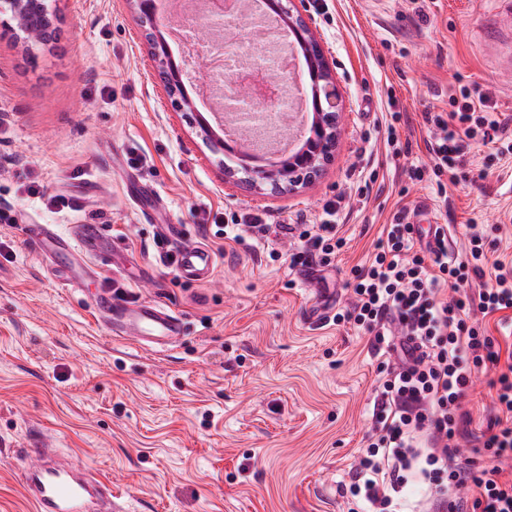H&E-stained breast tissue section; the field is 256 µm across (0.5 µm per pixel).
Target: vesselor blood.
<instances>
[{"label": "vessel or blood", "mask_w": 512, "mask_h": 512, "mask_svg": "<svg viewBox=\"0 0 512 512\" xmlns=\"http://www.w3.org/2000/svg\"><path fill=\"white\" fill-rule=\"evenodd\" d=\"M26 230L54 269L73 266L90 256L104 262L111 257L110 251L99 247L103 234L96 224L81 225L67 237L58 235L49 224H30ZM214 265L213 254L204 247L186 244L179 249L178 269L187 279H210ZM95 304L98 312L110 315L112 334L125 340L163 346L177 343L184 336L182 319L156 302L129 305L101 293ZM31 457L24 489L36 512H112V492L107 484L76 466L57 462L50 449H33Z\"/></svg>", "instance_id": "obj_1"}]
</instances>
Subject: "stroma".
<instances>
[{
  "label": "stroma",
  "instance_id": "35a3bbf8",
  "mask_svg": "<svg viewBox=\"0 0 512 512\" xmlns=\"http://www.w3.org/2000/svg\"><path fill=\"white\" fill-rule=\"evenodd\" d=\"M328 6L322 15L313 0L290 2L319 39L344 108L331 161L291 193L257 194L225 177L235 159L212 153L172 104L126 0H59L60 40L32 56L0 34V207L16 218L0 223V512H34L22 474L28 449L47 441L111 485L119 512H351L342 486L383 376L367 336L311 323L306 310L349 302L351 268L404 207L447 225L458 250L464 225H499L496 254L512 259V162L448 185L443 198L407 177L428 160L423 112L447 109L460 86H480L512 120V54L493 42L506 0H432L424 20L413 0ZM390 92L402 112L397 158L380 126ZM33 181L78 210L45 207L27 192ZM334 200L347 246L311 290L288 255ZM241 211L266 215L260 247L203 236L202 225ZM162 221L180 226L166 246L214 254L209 281L164 265ZM28 224L101 226L118 250L89 292L119 283L130 300L160 302L183 317L184 339L112 337L87 294L47 270ZM464 408L466 452L495 414L485 381Z\"/></svg>",
  "mask_w": 512,
  "mask_h": 512
}]
</instances>
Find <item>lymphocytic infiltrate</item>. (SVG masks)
Wrapping results in <instances>:
<instances>
[{"label":"lymphocytic infiltrate","mask_w":512,"mask_h":512,"mask_svg":"<svg viewBox=\"0 0 512 512\" xmlns=\"http://www.w3.org/2000/svg\"><path fill=\"white\" fill-rule=\"evenodd\" d=\"M449 111L424 112L429 165H411L410 180L437 188L467 177V151L478 142L490 149L485 169L512 153L511 126L488 94L463 86L449 98ZM300 232L302 245L289 265H332L345 245L333 218ZM468 250L448 249V231L435 225L423 241L406 210L385 225L376 251L351 270L354 300L336 311L334 324H351L368 335L385 374L374 401L370 443L349 474L345 489L361 512H398L408 474L425 485L446 512H512V478L500 464L512 460V261L492 258L496 239L484 224L467 225ZM480 280L477 295L461 284ZM498 315L499 333L487 335L473 311ZM489 376L497 415L473 454L458 455L468 423L462 401L475 380Z\"/></svg>","instance_id":"f902f5d3"}]
</instances>
